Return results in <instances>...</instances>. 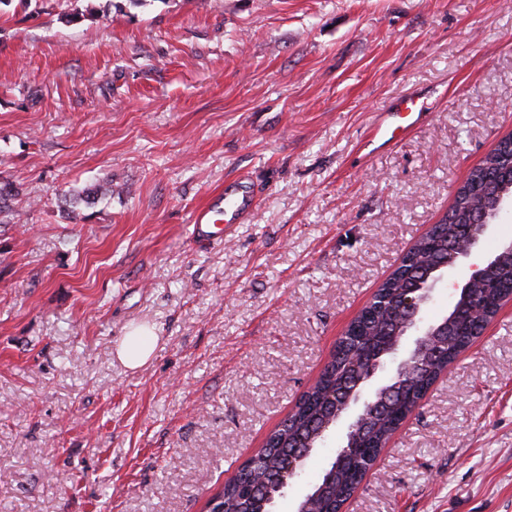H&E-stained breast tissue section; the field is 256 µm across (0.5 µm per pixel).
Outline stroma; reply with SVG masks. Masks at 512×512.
Wrapping results in <instances>:
<instances>
[{"label": "stroma", "mask_w": 512, "mask_h": 512, "mask_svg": "<svg viewBox=\"0 0 512 512\" xmlns=\"http://www.w3.org/2000/svg\"><path fill=\"white\" fill-rule=\"evenodd\" d=\"M409 97L418 128L371 142ZM511 132L512 0H0V512H204ZM243 174L253 211L190 241ZM104 177L112 199L69 214ZM508 241L512 211L424 321ZM343 512H512V301ZM131 336H146L145 334L135 333ZM136 337H130L126 339L119 351V357L124 364L130 369H137L144 365L150 358L153 345L142 342L135 346L134 341Z\"/></svg>", "instance_id": "1"}]
</instances>
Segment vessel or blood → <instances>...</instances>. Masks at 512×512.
Listing matches in <instances>:
<instances>
[{
  "instance_id": "obj_1",
  "label": "vessel or blood",
  "mask_w": 512,
  "mask_h": 512,
  "mask_svg": "<svg viewBox=\"0 0 512 512\" xmlns=\"http://www.w3.org/2000/svg\"><path fill=\"white\" fill-rule=\"evenodd\" d=\"M422 107L417 99L409 98L398 103L392 112L386 113L374 128L373 138L385 143L403 140L419 125ZM250 196L225 189L222 195L198 208L193 217L192 238L198 242L213 243L222 240L225 231L252 207Z\"/></svg>"
}]
</instances>
